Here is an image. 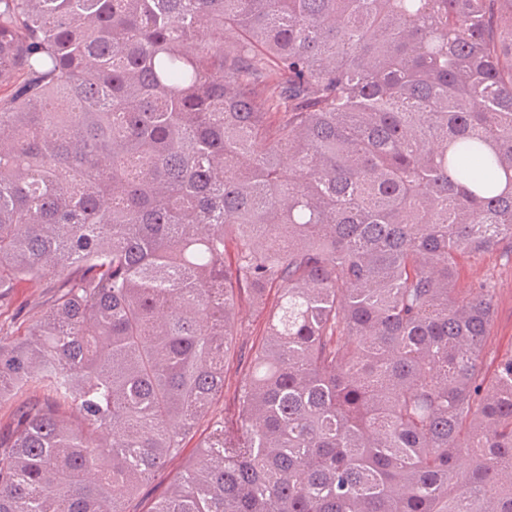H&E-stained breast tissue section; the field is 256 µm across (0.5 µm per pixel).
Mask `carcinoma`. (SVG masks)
Returning <instances> with one entry per match:
<instances>
[{
  "instance_id": "cac0c4a2",
  "label": "carcinoma",
  "mask_w": 512,
  "mask_h": 512,
  "mask_svg": "<svg viewBox=\"0 0 512 512\" xmlns=\"http://www.w3.org/2000/svg\"><path fill=\"white\" fill-rule=\"evenodd\" d=\"M512 0H0V512H512ZM505 250L475 259L467 255L458 261V283L466 287L471 282L488 279L495 288V319L484 351L483 366L491 378L502 358L512 355V262ZM51 289L41 282H21L14 288L9 306L0 310V323L15 335H22L48 307ZM280 291L270 290L261 305L242 297L236 304V320L246 328L247 336H230L224 366V393L231 395L240 379L239 355L252 346L257 347L266 339L268 318L279 302ZM223 409V400L214 402L207 413L200 420L197 434L187 442L181 456L168 460L164 466L156 473L155 479L145 485L138 497L126 504V510L133 512H142L148 509L151 500L157 495L163 493L169 486L175 484L186 465L196 458L199 452V445L207 435L208 421Z\"/></svg>"
}]
</instances>
